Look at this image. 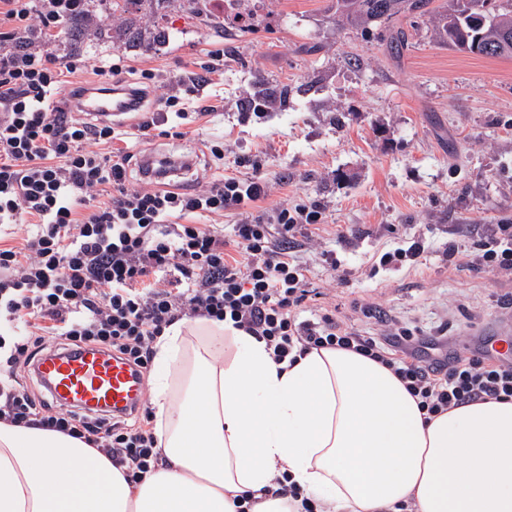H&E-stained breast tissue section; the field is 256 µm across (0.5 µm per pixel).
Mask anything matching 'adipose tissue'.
I'll return each mask as SVG.
<instances>
[{
    "label": "adipose tissue",
    "mask_w": 512,
    "mask_h": 512,
    "mask_svg": "<svg viewBox=\"0 0 512 512\" xmlns=\"http://www.w3.org/2000/svg\"><path fill=\"white\" fill-rule=\"evenodd\" d=\"M152 403L167 459L128 481L65 434L0 424V512H300L288 476L327 512H512V400L424 420L391 370L351 351L279 366L264 342L181 320L157 342Z\"/></svg>",
    "instance_id": "1"
}]
</instances>
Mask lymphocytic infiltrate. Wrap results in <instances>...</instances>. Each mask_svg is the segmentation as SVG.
<instances>
[{
  "label": "lymphocytic infiltrate",
  "instance_id": "1",
  "mask_svg": "<svg viewBox=\"0 0 512 512\" xmlns=\"http://www.w3.org/2000/svg\"><path fill=\"white\" fill-rule=\"evenodd\" d=\"M90 0H0V224L21 231L22 245H0V422L60 432L107 456L136 482L164 458L153 412L133 418L57 407L44 385L27 388L41 353L96 347L123 356L148 374L154 345L182 319L206 318L265 342L276 363L311 350L340 348L390 368L426 417L474 401L512 400V356L495 348L450 349L447 334L425 336L386 319L367 336L330 313L307 314L309 274L290 255L297 235L323 221L319 204L280 206L269 220L246 214L269 191L266 178L197 180L193 191L174 178L195 175L197 159L173 150L176 177L156 172L150 156L130 170L123 134L81 107L93 89L118 87L142 136L186 139L204 114L194 97L203 71L224 59L212 43L201 73L161 79L131 65L60 52L70 21L95 29ZM108 199H101L103 187ZM239 214L232 235L202 216ZM441 256L493 274L512 275V225L449 242Z\"/></svg>",
  "mask_w": 512,
  "mask_h": 512
}]
</instances>
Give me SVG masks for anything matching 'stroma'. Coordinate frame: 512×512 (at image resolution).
I'll return each mask as SVG.
<instances>
[{"label":"stroma","mask_w":512,"mask_h":512,"mask_svg":"<svg viewBox=\"0 0 512 512\" xmlns=\"http://www.w3.org/2000/svg\"><path fill=\"white\" fill-rule=\"evenodd\" d=\"M456 0H430L425 14L393 24L337 25L331 0H252L250 23L174 0H126L121 23L111 4L93 5L103 22L92 38L80 23L63 46L117 52L140 69L197 71L210 40L224 37V65L200 94L209 112L178 149L195 152L219 179L261 170L271 185L253 218L294 202H318L324 221L298 237L306 262L338 320L371 332L363 306L403 317L424 333L447 327L459 344L512 337V277L443 264L435 252L465 233L512 225V58L454 50L437 35ZM402 30L404 43L391 38ZM270 99L254 113L253 100ZM224 146L223 159L209 145ZM422 237V265L372 272L390 240ZM335 250L345 277L323 267Z\"/></svg>","instance_id":"obj_1"}]
</instances>
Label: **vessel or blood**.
<instances>
[{"label":"vessel or blood","instance_id":"b4317fda","mask_svg":"<svg viewBox=\"0 0 512 512\" xmlns=\"http://www.w3.org/2000/svg\"><path fill=\"white\" fill-rule=\"evenodd\" d=\"M36 373L64 408L119 412L144 402V386L130 365L97 348L46 353Z\"/></svg>","mask_w":512,"mask_h":512}]
</instances>
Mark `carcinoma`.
Wrapping results in <instances>:
<instances>
[{"label":"carcinoma","mask_w":512,"mask_h":512,"mask_svg":"<svg viewBox=\"0 0 512 512\" xmlns=\"http://www.w3.org/2000/svg\"><path fill=\"white\" fill-rule=\"evenodd\" d=\"M430 0H336L337 21L358 26L423 13ZM494 0H468L439 17L442 42L460 52L487 58L512 56V9L491 12Z\"/></svg>","instance_id":"obj_1"}]
</instances>
